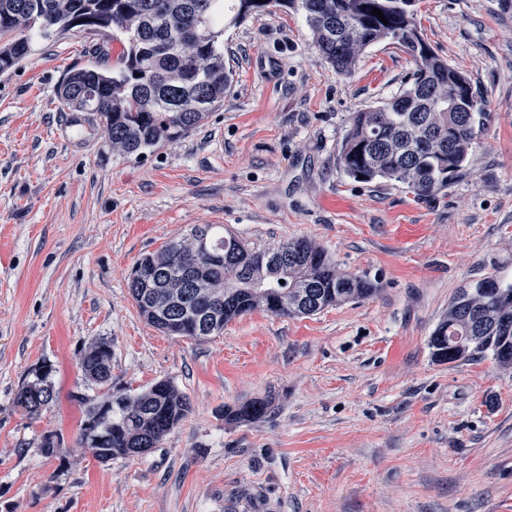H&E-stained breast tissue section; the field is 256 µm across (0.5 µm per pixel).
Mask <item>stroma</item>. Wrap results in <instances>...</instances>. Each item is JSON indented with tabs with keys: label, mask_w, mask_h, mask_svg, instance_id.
Returning <instances> with one entry per match:
<instances>
[{
	"label": "stroma",
	"mask_w": 512,
	"mask_h": 512,
	"mask_svg": "<svg viewBox=\"0 0 512 512\" xmlns=\"http://www.w3.org/2000/svg\"><path fill=\"white\" fill-rule=\"evenodd\" d=\"M425 39L488 113L446 191L362 183L339 167L354 112L402 88L408 54L365 49L340 76L303 11L269 6L224 30L234 82L205 124L113 155L102 125L64 108L70 71L120 41L31 33L0 75V512H512V367L434 360L429 338L462 284L512 277V0H418ZM202 224L264 249L305 238L372 298L310 317L257 310L202 341L149 326L128 293L142 255ZM112 344V387L172 381L188 419L156 448L75 452L83 352ZM48 364L53 407L15 406ZM268 416L224 408L267 394ZM57 434L69 456L40 450ZM275 397L268 394L244 404L228 405L224 408V421L236 424L252 423L265 418L274 406Z\"/></svg>",
	"instance_id": "stroma-1"
}]
</instances>
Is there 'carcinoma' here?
<instances>
[{
  "mask_svg": "<svg viewBox=\"0 0 512 512\" xmlns=\"http://www.w3.org/2000/svg\"><path fill=\"white\" fill-rule=\"evenodd\" d=\"M0 0V73L15 68L30 52V30L49 36L69 32L77 21L87 29L120 31L126 43L116 69L96 63L68 73L58 87L63 106L96 115L120 157H140L160 142L200 127L224 103L232 73L224 65V19L236 25L275 4L302 9L318 51L337 74L354 73L369 46L388 41L414 63L404 87L380 105L353 114L339 152L348 176L383 179L405 186L425 200L448 189L472 149L476 123L487 102L476 97L465 75L442 59L425 40L416 0ZM378 8L384 24L371 14ZM202 15L197 34L179 31ZM129 294L151 327L173 336L202 340L256 309L275 316L309 317L328 307L372 297L376 283L342 270L306 239L273 249H254L222 224H203L184 237L144 255L131 270ZM433 358L450 363L491 354L512 366V280L485 277L458 289L448 313L429 339ZM85 380L112 381V344L99 341L82 355ZM52 367L24 380L15 405L31 418L55 402ZM85 420L79 444L101 463L134 457L156 447L192 411L190 399L168 379L130 394L106 391L83 395ZM268 394L224 406V420L257 422L274 406Z\"/></svg>",
  "mask_w": 512,
  "mask_h": 512,
  "instance_id": "carcinoma-1",
  "label": "carcinoma"
}]
</instances>
